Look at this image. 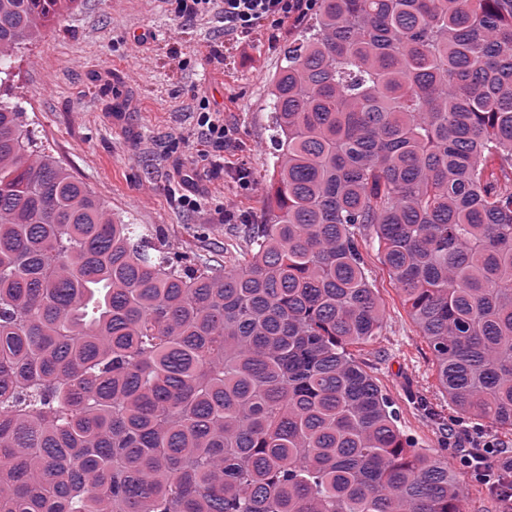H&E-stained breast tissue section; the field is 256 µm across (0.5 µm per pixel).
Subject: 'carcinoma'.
Here are the masks:
<instances>
[{
    "label": "carcinoma",
    "mask_w": 512,
    "mask_h": 512,
    "mask_svg": "<svg viewBox=\"0 0 512 512\" xmlns=\"http://www.w3.org/2000/svg\"><path fill=\"white\" fill-rule=\"evenodd\" d=\"M78 0H0V60ZM227 269L124 224L0 102V512H466L349 347L361 231L463 419L512 435V0H320Z\"/></svg>",
    "instance_id": "cac0c4a2"
}]
</instances>
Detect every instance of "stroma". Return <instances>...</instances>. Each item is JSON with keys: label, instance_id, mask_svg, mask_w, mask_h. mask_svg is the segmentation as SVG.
Masks as SVG:
<instances>
[{"label": "stroma", "instance_id": "1", "mask_svg": "<svg viewBox=\"0 0 512 512\" xmlns=\"http://www.w3.org/2000/svg\"><path fill=\"white\" fill-rule=\"evenodd\" d=\"M299 25L264 27L245 41L224 35L220 11L184 23L170 0H80L41 28L11 60L29 128L126 224L160 226L173 253L238 263L241 225L264 221L274 160L269 82ZM232 137L214 151L201 111ZM250 170L241 191L237 168ZM193 181H184L185 171ZM196 199L183 206L181 196ZM368 279L384 309L380 336L352 347L361 367L396 404L399 426L419 446L455 459L469 447L436 386L433 356L382 262L372 233L361 238ZM441 416L428 419L420 402Z\"/></svg>", "mask_w": 512, "mask_h": 512}]
</instances>
